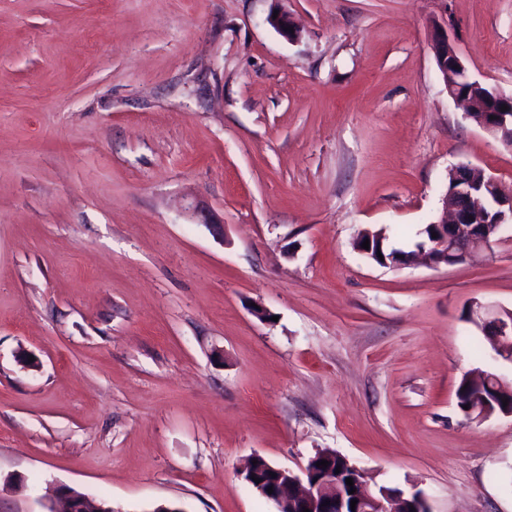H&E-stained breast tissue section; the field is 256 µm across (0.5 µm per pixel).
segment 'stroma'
Listing matches in <instances>:
<instances>
[{"label": "stroma", "mask_w": 512, "mask_h": 512, "mask_svg": "<svg viewBox=\"0 0 512 512\" xmlns=\"http://www.w3.org/2000/svg\"><path fill=\"white\" fill-rule=\"evenodd\" d=\"M445 17L512 95V0H0V512L60 485L276 512L239 469L324 448L431 512H512V416L456 405L473 370L512 386L466 319L512 310V225L452 267L354 247L411 249L457 163L512 191L437 69Z\"/></svg>", "instance_id": "stroma-1"}]
</instances>
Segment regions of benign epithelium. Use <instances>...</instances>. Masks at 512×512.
<instances>
[{"label":"benign epithelium","instance_id":"1","mask_svg":"<svg viewBox=\"0 0 512 512\" xmlns=\"http://www.w3.org/2000/svg\"><path fill=\"white\" fill-rule=\"evenodd\" d=\"M268 22L290 40L298 37L297 30L290 20L283 16L268 17ZM448 23H435L432 36V50L438 70L441 74L448 95L462 104L465 117L479 115L477 124L489 133L502 135L512 145V111L497 112L494 118L487 117L486 111L480 108L477 97L462 95L458 86L453 83L454 75L449 67L460 72V78L468 81L467 69L460 57L455 44L448 38ZM476 166L470 163H459L454 168V184L442 197V217L434 222L437 237L434 245L425 246L410 256H402L392 262L384 261L385 266L393 269L405 268L415 263L420 257H426L435 265L453 266L469 260L473 254L491 247L498 239L502 226L512 223V193L502 192L499 181L486 173L482 174L481 188L483 195L497 199L499 209L495 218L480 219L477 214L479 199L469 189L470 171ZM472 323L489 333L502 345H512V317L506 310L483 305L472 306L468 310ZM353 486L343 488L327 477L311 479L313 470L306 466L302 474L288 468H273L276 477L272 480L273 495L270 499L289 501L292 512H347L351 501H356L355 512H405L406 503L411 495L391 493L383 488L370 490L360 470L352 467ZM90 496L79 493L72 488H64L60 493L61 507L53 508V512H88Z\"/></svg>","mask_w":512,"mask_h":512}]
</instances>
